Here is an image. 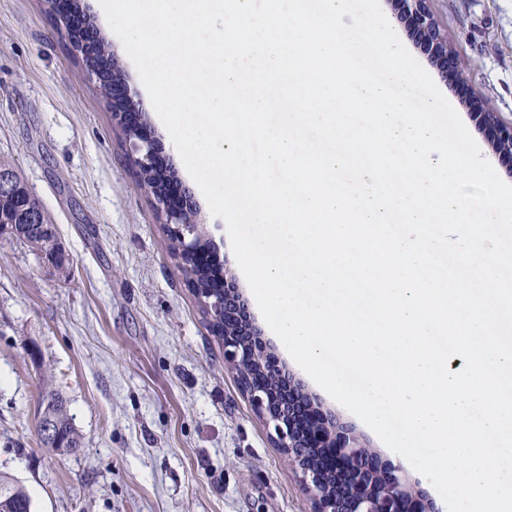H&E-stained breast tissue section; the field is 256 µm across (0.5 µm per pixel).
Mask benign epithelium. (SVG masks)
<instances>
[{"label":"benign epithelium","instance_id":"1","mask_svg":"<svg viewBox=\"0 0 512 512\" xmlns=\"http://www.w3.org/2000/svg\"><path fill=\"white\" fill-rule=\"evenodd\" d=\"M394 11L413 29L420 46L427 52L439 75L456 83L460 61L448 47L442 28L433 17L427 0H391ZM494 150L512 159V122L502 121L486 107L479 113ZM112 122L126 129L127 156L136 172L156 166L158 141L151 126L144 122V110L135 99L125 78L112 81ZM156 210L167 224L168 233L178 239L183 254L194 251L195 230L184 225L194 206L190 196L173 205L169 191L151 194ZM28 223L50 232L42 219L43 207L31 194L25 195ZM209 297V320L224 314V360L238 375L243 390L263 422L273 429V440L283 450L288 463L300 474L311 494L315 512H434L426 497L412 490L403 469L367 448L354 427L342 418L323 411L317 395L296 379H285L282 371L263 349L261 329L244 311L234 277L224 274V309ZM260 362L264 372L278 386L270 389L246 385L248 371L242 362Z\"/></svg>","mask_w":512,"mask_h":512}]
</instances>
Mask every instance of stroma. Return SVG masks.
I'll list each match as a JSON object with an SVG mask.
<instances>
[{
	"label": "stroma",
	"mask_w": 512,
	"mask_h": 512,
	"mask_svg": "<svg viewBox=\"0 0 512 512\" xmlns=\"http://www.w3.org/2000/svg\"><path fill=\"white\" fill-rule=\"evenodd\" d=\"M428 5L464 77L434 83L512 184L471 107L512 121V0ZM0 155L52 217L63 257L0 235V473L33 512H313L45 0H0ZM48 387L67 401L77 452L40 443Z\"/></svg>",
	"instance_id": "1"
}]
</instances>
